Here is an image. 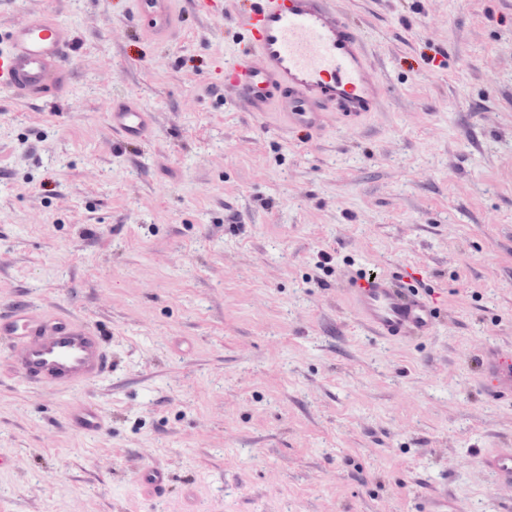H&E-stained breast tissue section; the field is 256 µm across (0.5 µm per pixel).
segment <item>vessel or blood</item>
<instances>
[{"label":"vessel or blood","instance_id":"1","mask_svg":"<svg viewBox=\"0 0 512 512\" xmlns=\"http://www.w3.org/2000/svg\"><path fill=\"white\" fill-rule=\"evenodd\" d=\"M134 15L162 43L174 39L180 17L171 0H132ZM247 40L244 55L224 62V94L263 112L281 114L289 128L322 131L329 113L353 125L378 111L385 100L381 73L370 58L361 30L335 7V0H255L238 14ZM73 49L67 26L38 14L29 15L0 39V88L14 97L54 106L73 83L67 58ZM112 134L133 145L149 141L153 117L130 100L106 108ZM418 270L360 272L345 291L371 334L385 339L433 335L441 319L436 299L421 291ZM0 341L7 363L21 383L72 392L112 371L107 336L70 313H48L35 303L0 310ZM482 394L496 403L512 400V363L492 349L477 351ZM102 411L85 402L70 419L71 428L90 434L104 428ZM496 490H512V448L482 457ZM170 483L166 472L145 466L138 485L145 501L160 499Z\"/></svg>","mask_w":512,"mask_h":512}]
</instances>
